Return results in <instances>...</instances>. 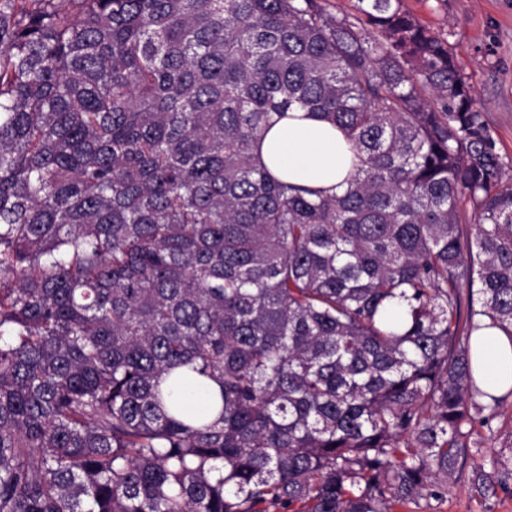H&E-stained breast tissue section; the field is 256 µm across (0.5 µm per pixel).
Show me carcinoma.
<instances>
[{
    "instance_id": "obj_1",
    "label": "carcinoma",
    "mask_w": 512,
    "mask_h": 512,
    "mask_svg": "<svg viewBox=\"0 0 512 512\" xmlns=\"http://www.w3.org/2000/svg\"><path fill=\"white\" fill-rule=\"evenodd\" d=\"M355 8L0 0V512H391L481 447L512 176L447 40ZM295 107L343 191L262 163ZM172 399L182 401L185 406L195 412H208L211 400V391L192 386H185L174 390Z\"/></svg>"
}]
</instances>
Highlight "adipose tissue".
<instances>
[{
  "mask_svg": "<svg viewBox=\"0 0 512 512\" xmlns=\"http://www.w3.org/2000/svg\"><path fill=\"white\" fill-rule=\"evenodd\" d=\"M262 160L277 178L322 188L342 185L352 153L339 128L320 115L299 109L270 129ZM478 386L501 394L512 389V342L499 330L483 329L471 338Z\"/></svg>",
  "mask_w": 512,
  "mask_h": 512,
  "instance_id": "ef3b65f1",
  "label": "adipose tissue"
}]
</instances>
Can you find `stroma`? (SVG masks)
Segmentation results:
<instances>
[{"label": "stroma", "instance_id": "obj_1", "mask_svg": "<svg viewBox=\"0 0 512 512\" xmlns=\"http://www.w3.org/2000/svg\"><path fill=\"white\" fill-rule=\"evenodd\" d=\"M405 5L448 42L461 75L472 87L503 161L512 160V0H404ZM477 457L492 471L500 449L512 446V396L489 426L481 428ZM472 465L457 467L438 500L393 512H512V496L480 494Z\"/></svg>", "mask_w": 512, "mask_h": 512}]
</instances>
